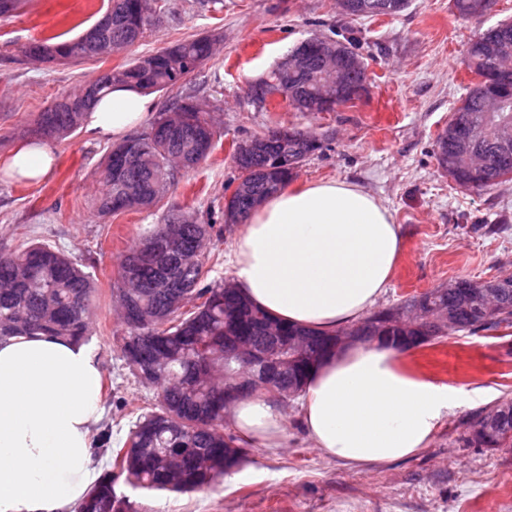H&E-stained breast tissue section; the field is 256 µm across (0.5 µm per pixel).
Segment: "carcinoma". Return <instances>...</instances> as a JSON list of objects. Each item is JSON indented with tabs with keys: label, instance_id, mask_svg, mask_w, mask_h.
Wrapping results in <instances>:
<instances>
[{
	"label": "carcinoma",
	"instance_id": "carcinoma-1",
	"mask_svg": "<svg viewBox=\"0 0 512 512\" xmlns=\"http://www.w3.org/2000/svg\"><path fill=\"white\" fill-rule=\"evenodd\" d=\"M158 0H108L112 24L104 29L90 27L81 36L57 43L34 41L25 55H38L45 63H83L109 57L112 46L125 49L138 42L154 23L152 12ZM370 8L368 16H396L408 6V0H358ZM216 34L202 35L146 53L111 69L112 75L99 74L67 100L79 106L72 110L55 102L39 114L36 132L50 139L64 138L77 131L102 96L116 85H127L145 93L173 91L198 71L214 52ZM491 35L478 34L468 45L465 64L468 69L490 75L495 58L490 49ZM296 51L308 61L307 71L288 79L290 96L270 101L272 83L280 81L278 69L248 85L247 97L261 109L284 105L307 112L314 105L313 77L322 74L318 49L301 43ZM366 90V75L355 71L350 78V93L339 99L344 106L360 98ZM491 88H478L473 82L461 104L439 134L435 158L438 168L453 182L467 190L484 191L512 182V152L504 155L489 150L490 165L485 176L471 184L469 175L451 166V133L489 136V119L483 112L484 100ZM216 129L211 112L200 107L192 96H178L151 122L150 127L112 146L98 172L99 189L95 205L103 215L129 210H148L163 199L175 184L179 171L194 169L205 161L215 145ZM267 143L263 154H233L239 171L237 181L249 188V194L232 196L224 205V222L248 220L255 210L251 196L267 198L288 186L299 164L322 149L316 134L288 129V146H283L280 129L263 134ZM182 216L186 244L198 243L199 254L190 267L168 271L161 243L164 225L175 215ZM213 225L202 224L193 212L172 207L163 223L145 230L137 244L123 258L117 279L124 278L130 260L141 257L144 266L134 270L137 288H120L116 302L125 303L137 313V323L124 325L120 352L133 370H138L136 353L156 354L154 385L158 390L155 409L137 417L124 446L110 447L111 435L103 432L95 438V449L109 454L111 470L103 473L90 487L75 512H128L130 505L119 498L114 481L124 477L131 485L149 491L193 493L214 485L243 459L242 439L224 427V383L235 375L251 384V393L264 394L261 382L250 379L249 365L233 361L224 369V346L234 336H250L254 347L269 353L274 361L288 362V371L278 378L284 391H301L311 370L325 357L329 336L311 329L288 325L272 318L252 304L240 291L224 290V281L208 280L212 271L211 254L204 235ZM190 287L196 294L191 308L172 307L169 292ZM492 282L457 278L451 288H434L404 301L403 309L419 308L430 316L448 312L457 330L477 333L512 328V276L498 285L500 298L495 312L487 314L486 289ZM97 287L71 259L60 250L44 244L0 253V340L14 336L45 333L83 343L91 335L93 306ZM385 310H378L357 323L360 341L369 342L381 326ZM274 324L282 337L270 339L258 323ZM307 336L299 350L288 347V337ZM413 336L408 349L428 345L445 332L433 321L409 332ZM469 448L512 450V398L502 399L474 413L462 437Z\"/></svg>",
	"mask_w": 512,
	"mask_h": 512
}]
</instances>
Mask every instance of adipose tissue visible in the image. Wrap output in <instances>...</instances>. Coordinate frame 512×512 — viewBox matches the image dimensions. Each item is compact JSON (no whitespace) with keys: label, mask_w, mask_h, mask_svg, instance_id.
I'll list each match as a JSON object with an SVG mask.
<instances>
[{"label":"adipose tissue","mask_w":512,"mask_h":512,"mask_svg":"<svg viewBox=\"0 0 512 512\" xmlns=\"http://www.w3.org/2000/svg\"><path fill=\"white\" fill-rule=\"evenodd\" d=\"M150 95L116 86L85 124L121 139L147 125ZM56 154L31 139L0 162V173L38 182ZM402 249L391 211L363 188L322 180L284 189L251 214L231 251L234 281L270 315L326 334L358 321L387 288ZM102 371L94 351L50 335L0 341V512H72L95 479L91 428L101 415ZM459 390L409 370L397 351L355 343L310 374L300 420L327 457L366 467L429 446ZM239 436L265 448L287 437L272 396L233 409Z\"/></svg>","instance_id":"obj_1"}]
</instances>
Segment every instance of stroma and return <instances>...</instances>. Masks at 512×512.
<instances>
[{
    "label": "stroma",
    "instance_id": "1",
    "mask_svg": "<svg viewBox=\"0 0 512 512\" xmlns=\"http://www.w3.org/2000/svg\"><path fill=\"white\" fill-rule=\"evenodd\" d=\"M108 0H24L0 16V159L27 140L29 128L62 93L99 72L177 41L217 33L211 60L183 91L211 107L218 133L208 160L177 176L165 202L151 210L99 214L93 200L97 171L111 141L86 128L52 142L54 172L31 184L0 179V252L33 243L62 250L98 287L88 343L103 371L104 414L113 445H123L130 413L150 409L155 390L141 384L113 340L118 322L112 290L121 257L169 205H185L213 225L210 250L218 256L213 278H232L231 245L240 227L225 223L224 197L237 178L233 142L283 126L323 137L320 152L303 161L294 186L336 179L363 187L399 224L402 252L376 309L447 285L459 277L486 281L512 275V184L475 192L458 188L437 168L438 134L472 81L464 63L467 44L502 21H512V0H494L480 19L460 18L452 0H411L395 17L348 23L336 0H159L160 21L124 54L100 62L32 65L21 60L27 43L65 33L75 37L107 9ZM354 25L367 63L368 91L333 112L263 111L246 87L305 38L330 36ZM416 374L470 392L450 413L428 448L416 456L355 468L313 448L295 402L283 407V447L250 446L235 477L213 488L179 495L148 492L117 481V495L132 512H512V453L467 448L459 438L469 418L512 397V329L454 332L402 355Z\"/></svg>",
    "mask_w": 512,
    "mask_h": 512
}]
</instances>
